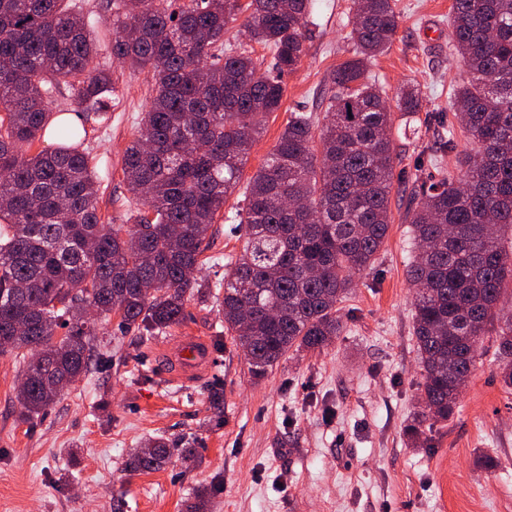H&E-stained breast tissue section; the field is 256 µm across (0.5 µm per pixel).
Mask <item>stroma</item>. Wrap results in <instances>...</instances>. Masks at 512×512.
I'll use <instances>...</instances> for the list:
<instances>
[{
  "label": "stroma",
  "mask_w": 512,
  "mask_h": 512,
  "mask_svg": "<svg viewBox=\"0 0 512 512\" xmlns=\"http://www.w3.org/2000/svg\"><path fill=\"white\" fill-rule=\"evenodd\" d=\"M451 3L396 0L398 34L368 67L388 92L407 83L422 92L421 111L393 128L397 168L408 173L429 157L433 113L453 122L452 90L468 78L448 50ZM351 5L311 0L309 53L285 76L282 107L253 144L228 205L243 200L289 114L317 111L330 73L352 53ZM96 62L111 70L120 98L107 122L88 124L85 140L108 218L138 206L124 188L122 159L155 80L114 65L107 48ZM406 208L403 189L394 188L385 247L341 305V336L322 350L289 354L263 379L251 378L215 304L195 299L181 328L210 340L215 366L190 384L172 386L163 375L158 354L170 335L127 332L113 318L102 325L105 345L88 371L25 420L16 398L22 366L0 355V512H188L202 491L207 512H512V391L501 381L494 336L485 338L447 425L434 426L422 448L404 434L422 382ZM212 231L198 273L209 283L245 241L220 219ZM214 386L224 390L220 410L210 403ZM150 436L189 440L196 454L128 472V455ZM482 456L497 468L485 471Z\"/></svg>",
  "instance_id": "obj_1"
}]
</instances>
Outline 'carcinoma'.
<instances>
[{"instance_id":"1","label":"carcinoma","mask_w":512,"mask_h":512,"mask_svg":"<svg viewBox=\"0 0 512 512\" xmlns=\"http://www.w3.org/2000/svg\"><path fill=\"white\" fill-rule=\"evenodd\" d=\"M173 2L110 0L112 29L99 39L64 0H0V354L23 362L21 416L44 411L64 376L87 371L99 323L116 315L128 332L166 333L194 295L220 307L255 379L291 351L322 349L344 329L339 304L375 266L394 179L407 177L422 383L405 434L417 445L448 421L493 327L512 388V312H497L512 281V250L501 244L512 229V0H453L449 45L469 78L453 98L459 126L433 127L435 179L419 166L395 173L394 112H420V89L391 97L367 71L401 24L395 0H352V56L323 92L319 140L312 116L291 113L244 205L226 218L246 225L247 239L214 293L197 278L201 257L252 144L281 108L283 77L307 56L310 0ZM244 11L251 39L272 51L267 73L251 52L224 46ZM103 42L156 84L123 158L126 190L142 202L127 224L102 221L98 176L81 148L86 123L116 95L112 73L95 65ZM64 86L74 117L54 122ZM458 128L475 148L450 171ZM48 133L54 149L25 153ZM176 455L194 448L153 437L125 468L157 470Z\"/></svg>"}]
</instances>
